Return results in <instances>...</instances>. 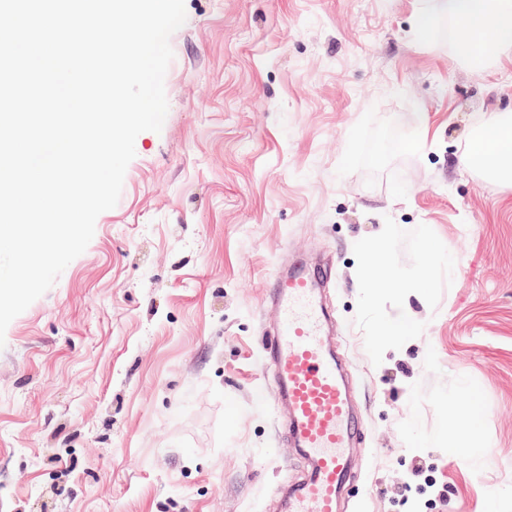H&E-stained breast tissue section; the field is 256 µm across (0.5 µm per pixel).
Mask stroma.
<instances>
[{
    "label": "stroma",
    "instance_id": "obj_1",
    "mask_svg": "<svg viewBox=\"0 0 512 512\" xmlns=\"http://www.w3.org/2000/svg\"><path fill=\"white\" fill-rule=\"evenodd\" d=\"M419 6L185 0L161 131L6 329L0 512H281L306 464L266 297L295 263L326 273L356 414L340 512H512V189L458 161L512 66L414 39ZM369 252L392 281L360 278ZM476 419V412L467 417L458 418L451 424V431L456 436L457 448H472V429Z\"/></svg>",
    "mask_w": 512,
    "mask_h": 512
}]
</instances>
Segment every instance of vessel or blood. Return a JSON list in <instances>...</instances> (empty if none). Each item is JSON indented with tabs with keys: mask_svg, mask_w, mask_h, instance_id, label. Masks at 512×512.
<instances>
[{
	"mask_svg": "<svg viewBox=\"0 0 512 512\" xmlns=\"http://www.w3.org/2000/svg\"><path fill=\"white\" fill-rule=\"evenodd\" d=\"M321 288L315 272L295 265L279 273L269 294L277 326L266 350L285 409L282 433L308 464L299 481L283 485L282 512H338L351 473L353 413L328 345Z\"/></svg>",
	"mask_w": 512,
	"mask_h": 512,
	"instance_id": "b4317fda",
	"label": "vessel or blood"
}]
</instances>
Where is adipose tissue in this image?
<instances>
[{"mask_svg": "<svg viewBox=\"0 0 512 512\" xmlns=\"http://www.w3.org/2000/svg\"><path fill=\"white\" fill-rule=\"evenodd\" d=\"M450 45L464 63L477 70L512 61V0H421L413 21L418 39L434 38L441 21ZM463 167L512 186V108L481 113L461 153Z\"/></svg>", "mask_w": 512, "mask_h": 512, "instance_id": "1", "label": "adipose tissue"}]
</instances>
